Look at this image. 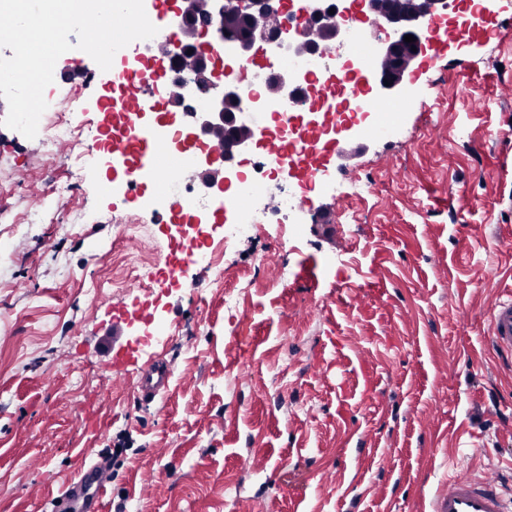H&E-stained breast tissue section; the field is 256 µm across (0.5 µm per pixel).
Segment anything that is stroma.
Returning <instances> with one entry per match:
<instances>
[{
  "instance_id": "1",
  "label": "stroma",
  "mask_w": 512,
  "mask_h": 512,
  "mask_svg": "<svg viewBox=\"0 0 512 512\" xmlns=\"http://www.w3.org/2000/svg\"><path fill=\"white\" fill-rule=\"evenodd\" d=\"M493 25L429 56L395 135L331 157L338 190L304 194L300 228L207 222L220 288L203 255L164 284L181 245L149 186L93 192L104 160L44 158L0 98V205L82 183L43 223L0 220V512H50L43 488L77 474L76 449L95 461L122 436L102 512H428L444 479L492 469L512 492V360L489 321L512 293V4ZM68 41L44 97L80 98L89 145L108 89ZM127 211L155 237L129 286ZM161 356L154 402L114 381L113 360L132 377Z\"/></svg>"
}]
</instances>
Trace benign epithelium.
<instances>
[{"label": "benign epithelium", "mask_w": 512, "mask_h": 512, "mask_svg": "<svg viewBox=\"0 0 512 512\" xmlns=\"http://www.w3.org/2000/svg\"><path fill=\"white\" fill-rule=\"evenodd\" d=\"M243 2L247 4L250 12V26L242 37L246 50L259 51L263 44L278 42L283 34V22L278 11L269 4V0H209L207 11L196 16L194 24L200 32L211 34L214 39L222 42L227 36V32L224 31V13L234 5L241 6ZM307 2L308 5L302 12L305 32L296 34L299 49H307L315 53H329L336 49L337 45L342 43L347 30L343 20L354 13L357 14L360 22L367 23L371 29L385 34V39L379 41L378 49L373 51L367 68L369 86L378 99L403 96L409 91L419 59L430 51V20L448 15V0H419V7L409 13L387 10L382 7L381 0H353L350 10L334 11L335 24L327 29L322 40L317 41L309 36L308 32L321 27L324 17L329 14V9L325 6V0H307ZM175 16L177 21L171 24L170 29L176 38L169 42L167 54L178 60L187 55V51L190 50L192 57L201 61L205 54L215 51V46L211 43L183 44L177 35L189 23L190 13L181 8L176 10ZM406 35L415 37L412 43L415 50L400 51V45L404 43ZM386 79L393 81V84L384 85ZM228 102H239V90L235 84L224 85V89L211 99L210 109L198 118L199 128L206 134L218 126L241 128L247 131L246 135L236 136L225 145L224 154L221 156L224 169L214 167L215 157L206 158L207 185L209 186L214 185L215 178L219 175L222 176L223 181H229L235 157L257 143L256 130L245 120H239L225 111V104Z\"/></svg>", "instance_id": "1"}]
</instances>
